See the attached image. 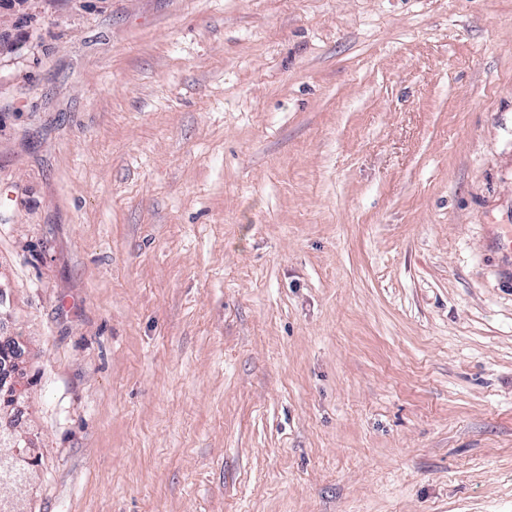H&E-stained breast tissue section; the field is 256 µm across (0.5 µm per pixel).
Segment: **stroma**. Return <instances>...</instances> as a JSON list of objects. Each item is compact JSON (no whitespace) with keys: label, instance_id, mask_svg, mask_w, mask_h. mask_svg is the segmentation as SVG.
Here are the masks:
<instances>
[{"label":"stroma","instance_id":"35a3bbf8","mask_svg":"<svg viewBox=\"0 0 512 512\" xmlns=\"http://www.w3.org/2000/svg\"><path fill=\"white\" fill-rule=\"evenodd\" d=\"M512 0H0L15 512H512Z\"/></svg>","mask_w":512,"mask_h":512}]
</instances>
